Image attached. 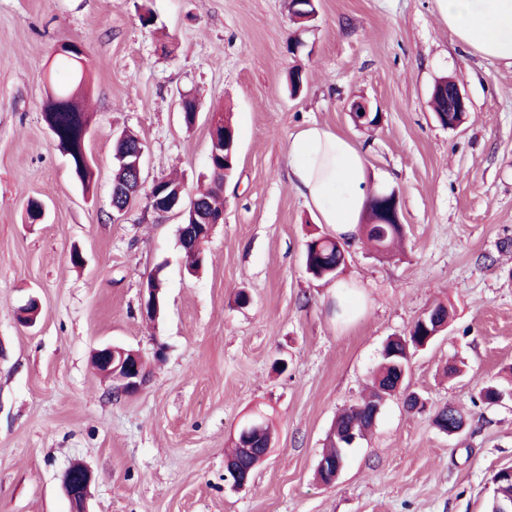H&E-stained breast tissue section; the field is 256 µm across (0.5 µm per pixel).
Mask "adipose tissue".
Wrapping results in <instances>:
<instances>
[{
    "label": "adipose tissue",
    "instance_id": "ef3b65f1",
    "mask_svg": "<svg viewBox=\"0 0 512 512\" xmlns=\"http://www.w3.org/2000/svg\"><path fill=\"white\" fill-rule=\"evenodd\" d=\"M439 14L459 42L512 66V0H437ZM289 181L337 236L357 233L369 179L365 155L348 137L312 122L291 135Z\"/></svg>",
    "mask_w": 512,
    "mask_h": 512
}]
</instances>
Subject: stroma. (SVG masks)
Returning a JSON list of instances; mask_svg holds the SVG:
<instances>
[{"mask_svg":"<svg viewBox=\"0 0 512 512\" xmlns=\"http://www.w3.org/2000/svg\"><path fill=\"white\" fill-rule=\"evenodd\" d=\"M65 43L87 60L86 192L42 117ZM444 77L468 101L456 130L429 106ZM184 95L197 104L190 127ZM360 98L378 126L352 122ZM218 107L237 128L236 171L191 274L181 214L154 213L142 193L111 219L115 141L134 132L145 183L173 176L191 193ZM310 122L365 152L368 192L400 198V248L382 257L351 241L334 280L305 270L306 241L327 227L288 178L289 137ZM31 199L42 222L27 220ZM154 275L164 305L151 320L140 310ZM242 288L249 304L235 300ZM32 296L41 310L25 327L15 312ZM437 302L447 331L413 356L336 483L319 484L336 415L366 394L384 341ZM103 343L143 356L137 394L112 396L90 359ZM453 362L465 365L456 378ZM511 370L512 66L463 47L437 0H317L303 27L288 0H0V512H71L61 476L77 460L93 472L90 512H488L493 474L512 466V402L477 395ZM448 404L467 417L455 436L432 423ZM258 410L274 446L236 490L225 451Z\"/></svg>","mask_w":512,"mask_h":512,"instance_id":"35a3bbf8","label":"stroma"}]
</instances>
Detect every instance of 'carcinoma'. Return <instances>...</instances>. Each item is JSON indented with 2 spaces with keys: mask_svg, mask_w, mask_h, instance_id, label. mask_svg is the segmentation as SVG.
<instances>
[{
  "mask_svg": "<svg viewBox=\"0 0 512 512\" xmlns=\"http://www.w3.org/2000/svg\"><path fill=\"white\" fill-rule=\"evenodd\" d=\"M61 55L68 61L69 77L60 82L50 78L51 93L42 106V116L50 130L57 149L68 158L74 179L84 187H89L92 172L88 156L85 152V139L88 135V121L80 102V94L84 84V55L78 46L66 44L61 47ZM221 118L220 123L211 130L209 147V167L211 181L209 186L196 195V199L204 205L206 212L218 215L224 212V142L236 136L235 126L230 115L221 111L215 112ZM382 214L374 203L369 205L364 223L359 225V235L365 237L377 252L384 254L403 237V230L397 224L381 223ZM203 234L199 240L178 237L189 266L197 268L201 264L200 246L206 241ZM304 262L307 273L314 279L332 278L345 266V243L328 235L311 236L305 243ZM436 318L427 321V326L415 322L409 329V346L402 345L391 338L383 347L380 361L373 372L372 390L368 397L361 402L344 409L337 416L332 426L331 435L342 436L354 429L363 435L368 434L374 427L373 411L383 399L398 391L399 375L396 371L395 360H407L406 352H414L430 331L436 326L448 322V309L441 303L434 305ZM397 350L400 357L390 356L391 350ZM479 400L487 407H494L498 402L512 400V380L502 383L489 380L479 390ZM261 424L258 435L250 437L249 447L254 454L243 452L241 438H236L233 448L227 454V460L235 462L242 468H249L256 455L272 443V431L265 416L255 415ZM433 424L438 430L451 426L463 431L467 425L465 416L453 406L439 409L433 418ZM494 494L489 505V512H496L498 506L512 503V480L502 478L499 474L492 477Z\"/></svg>",
  "mask_w": 512,
  "mask_h": 512,
  "instance_id": "carcinoma-1",
  "label": "carcinoma"
}]
</instances>
